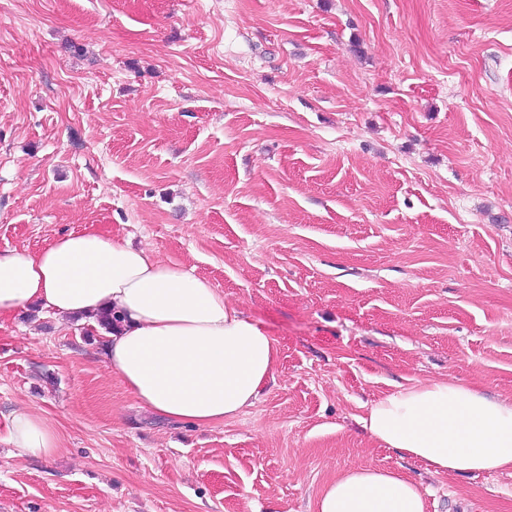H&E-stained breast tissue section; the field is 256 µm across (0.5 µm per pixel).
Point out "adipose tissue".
I'll return each mask as SVG.
<instances>
[{"label": "adipose tissue", "mask_w": 512, "mask_h": 512, "mask_svg": "<svg viewBox=\"0 0 512 512\" xmlns=\"http://www.w3.org/2000/svg\"><path fill=\"white\" fill-rule=\"evenodd\" d=\"M32 305L57 318L118 316L106 364L170 423L211 427L239 416L278 364L276 340L209 281L94 229L0 253V319ZM361 423L437 474L512 469V402L475 388L417 381L373 402ZM9 441L22 457L59 448L55 427L30 412L13 414ZM315 512H426V498L400 470L352 467L324 486Z\"/></svg>", "instance_id": "ef3b65f1"}]
</instances>
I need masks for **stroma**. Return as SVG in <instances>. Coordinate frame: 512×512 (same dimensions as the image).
Masks as SVG:
<instances>
[{
  "mask_svg": "<svg viewBox=\"0 0 512 512\" xmlns=\"http://www.w3.org/2000/svg\"><path fill=\"white\" fill-rule=\"evenodd\" d=\"M208 279L275 338L215 427L141 409L106 332L0 327V512H314L352 466L429 512H512L361 417L416 380L512 400V0H0V252L87 225ZM47 418L22 459L13 412ZM9 441L20 457L48 458L60 448L55 427L45 417L30 412L13 414Z\"/></svg>",
  "mask_w": 512,
  "mask_h": 512,
  "instance_id": "stroma-1",
  "label": "stroma"
}]
</instances>
